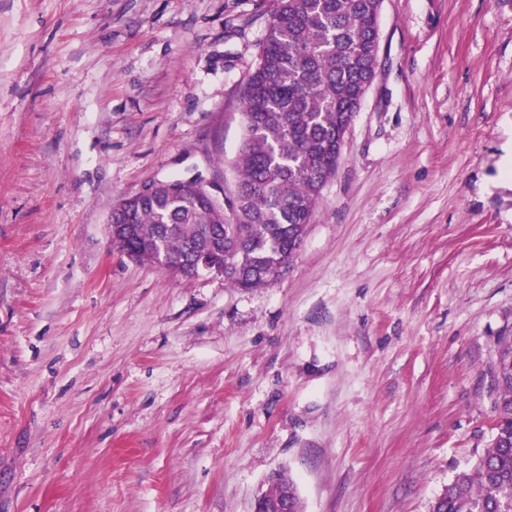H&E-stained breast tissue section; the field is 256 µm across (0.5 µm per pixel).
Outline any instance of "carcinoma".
<instances>
[{"label": "carcinoma", "mask_w": 512, "mask_h": 512, "mask_svg": "<svg viewBox=\"0 0 512 512\" xmlns=\"http://www.w3.org/2000/svg\"><path fill=\"white\" fill-rule=\"evenodd\" d=\"M379 30L376 0H272L255 68L241 89L243 142L232 166V200L205 188L181 193L180 179L152 184L129 208L112 211L127 235L122 253L156 264L163 255L181 276L198 251L228 268L235 288H260L298 254L323 189L335 176L347 114L361 105V82L373 70ZM497 413L490 445L457 473L431 512H512V336H501L490 367ZM298 494L286 470L271 479L273 504Z\"/></svg>", "instance_id": "carcinoma-1"}]
</instances>
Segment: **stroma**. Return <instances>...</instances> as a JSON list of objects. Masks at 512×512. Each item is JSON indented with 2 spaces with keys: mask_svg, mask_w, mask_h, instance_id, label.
<instances>
[{
  "mask_svg": "<svg viewBox=\"0 0 512 512\" xmlns=\"http://www.w3.org/2000/svg\"><path fill=\"white\" fill-rule=\"evenodd\" d=\"M271 0H0V512H429L512 330V0H383L376 79L287 273L136 262L113 203L232 196ZM271 483L270 491L266 493V501L268 504L275 503L287 490L293 495L298 494L297 485L290 473L286 470L280 471L277 479L271 478Z\"/></svg>",
  "mask_w": 512,
  "mask_h": 512,
  "instance_id": "obj_1",
  "label": "stroma"
}]
</instances>
